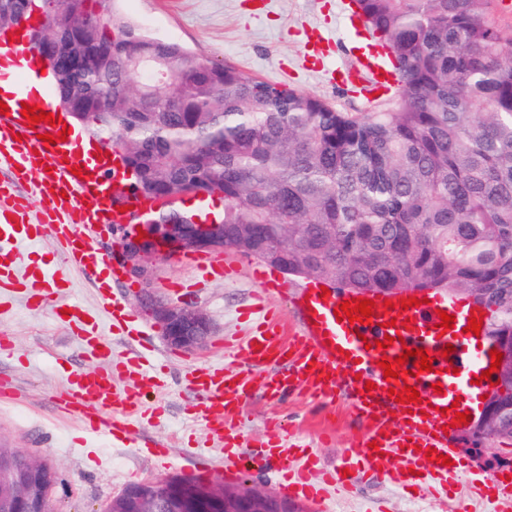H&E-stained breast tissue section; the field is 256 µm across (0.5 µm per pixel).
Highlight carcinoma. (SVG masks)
<instances>
[{
	"mask_svg": "<svg viewBox=\"0 0 512 512\" xmlns=\"http://www.w3.org/2000/svg\"><path fill=\"white\" fill-rule=\"evenodd\" d=\"M115 0H72L68 24L29 30L58 104L119 152L142 196L223 203L224 249L351 292L460 290L512 339V41L496 0H356L397 91L381 112H340L142 32ZM34 0H0V31ZM101 16L96 26L89 16ZM166 67L154 81L147 65ZM512 430V384L494 390ZM33 456L0 446V464Z\"/></svg>",
	"mask_w": 512,
	"mask_h": 512,
	"instance_id": "carcinoma-1",
	"label": "carcinoma"
}]
</instances>
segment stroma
<instances>
[{"label": "stroma", "mask_w": 512, "mask_h": 512, "mask_svg": "<svg viewBox=\"0 0 512 512\" xmlns=\"http://www.w3.org/2000/svg\"><path fill=\"white\" fill-rule=\"evenodd\" d=\"M117 7L143 29L181 44L198 58L290 84L326 99L338 111L377 112L390 104L389 98L375 102L334 80L336 70L348 66L353 47L369 38L367 32L346 27L343 0H119ZM223 258L237 264V273L206 283L200 282L184 255L155 258L154 288L169 302L205 312L213 333L204 352H183L164 341L160 324L137 313L146 329L143 341L156 349L169 386L161 397L163 414L120 441L102 431L84 430L53 404L67 375L88 366L80 338L49 311L30 309L25 296H12L0 306V336L13 337L16 345L15 357L0 360V375L10 378L14 391L13 396L0 397V441L55 465L62 479L56 491L57 512H100L103 503L129 482L196 475L191 450L195 443L208 448L213 466H223L220 442L206 437L189 412L197 397L186 374L193 366L238 365L224 339L247 335L250 324L242 314L262 294L253 277L254 260L230 250ZM171 281L183 283V291H169ZM262 295L279 307L284 333L292 335L297 318L289 302L272 289ZM274 420L309 443L326 469L339 464L347 442L360 430L344 403L321 405L294 392L273 404L257 392L245 400L241 411L246 444L259 442ZM144 441L166 448V464L139 452ZM450 442L474 468H512V439L476 442L461 428ZM306 512H512V500L471 498L463 478L438 498L424 489L408 492L366 477L349 492L327 489L322 510L310 506Z\"/></svg>", "instance_id": "stroma-1"}]
</instances>
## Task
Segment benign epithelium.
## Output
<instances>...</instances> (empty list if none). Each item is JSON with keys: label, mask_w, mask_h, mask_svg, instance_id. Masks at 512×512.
Instances as JSON below:
<instances>
[{"label": "benign epithelium", "mask_w": 512, "mask_h": 512, "mask_svg": "<svg viewBox=\"0 0 512 512\" xmlns=\"http://www.w3.org/2000/svg\"><path fill=\"white\" fill-rule=\"evenodd\" d=\"M70 3L71 0H51L48 22L57 25L68 18ZM141 230L145 231L143 238L139 237ZM114 232L119 234L117 260L128 278L141 285L136 299L162 326L167 344L191 353L206 349L213 331L212 322L204 313L172 304L151 288L155 279L151 260L189 250L222 252L224 225L155 224L147 220L132 226L122 224ZM497 351L502 353V359L496 385L502 387V375L512 372V342L500 343ZM119 498L133 502L131 512H150L159 501L168 512H304L297 502L248 483L198 484L175 475L156 481H132L121 490Z\"/></svg>", "instance_id": "1"}]
</instances>
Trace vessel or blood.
<instances>
[{"label":"vessel or blood","instance_id":"obj_1","mask_svg":"<svg viewBox=\"0 0 512 512\" xmlns=\"http://www.w3.org/2000/svg\"><path fill=\"white\" fill-rule=\"evenodd\" d=\"M345 74L350 81L366 80L378 89L394 83L384 53L372 44L361 46L355 65ZM58 132V127L46 124L32 127L18 112L0 113V164L13 170L17 183L32 185L45 202L39 222H31L14 185L0 186V288L25 280L31 286L33 307L52 309L56 318L80 336L94 366L68 377L54 403L86 428L117 438L131 433L135 423L147 415L163 411L159 405L144 407L136 389L121 396L114 387L115 380L122 378L165 392L167 382L152 350L136 347L126 355H114L96 316L78 303L67 309L53 304L45 294V287H64L62 275L50 276L39 266L22 265L14 244L50 230L66 266L95 283L110 328L130 335L135 331L134 313L112 297V285L122 280L123 270L95 245L92 235L109 224L137 223L155 204L131 192L120 155H111L110 192L99 193L87 178L74 175L73 167L82 160V139L70 135L61 141ZM47 134L55 136V143L45 144ZM191 262L207 281L232 273L216 257L195 256ZM412 295V290L405 289L388 297L377 296L370 323L352 324L337 320L334 310L342 302L353 301V294L335 288L325 293L318 282H311L294 301L299 326L288 340L267 302L257 301L255 325L237 345L238 354L245 357L244 366H196L187 376L198 396L191 415L204 424L207 435L222 444L225 473L236 471L243 445L237 421L249 394L260 391L277 403L298 390L321 403L348 401L362 430L346 448L341 468L318 480L314 477L318 459L311 448L293 439L283 425L270 427L254 460L258 467H273L282 492L316 502L321 498V483L350 489L360 474L369 473L403 489L423 487L436 495L447 493L449 484L462 476L463 462L448 442L446 427L456 413L482 407L489 383L481 374L491 365L494 343L487 336L468 332L473 308L469 300L431 292L426 303L401 308V298ZM388 300L393 303L389 309L384 306ZM445 313L456 319L447 331L439 327ZM387 337L392 338V345L381 348V340ZM406 348L426 350L431 371L415 373L409 359L404 364L408 379L385 377L380 360L398 358ZM407 385L416 388L419 402L407 406L390 398V390ZM440 455L448 457V464L437 463ZM470 482L477 494L488 499L512 497V477L507 472L475 470Z\"/></svg>","mask_w":512,"mask_h":512}]
</instances>
